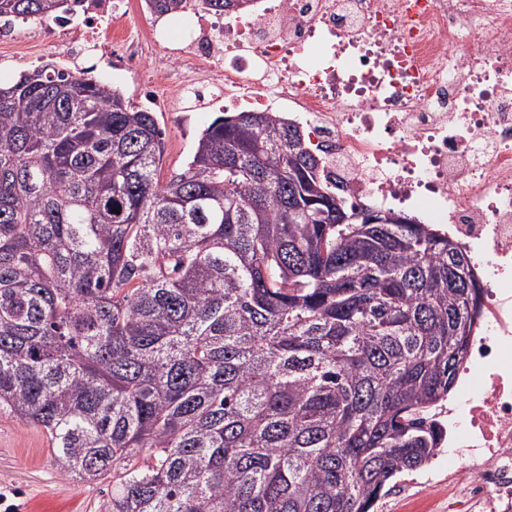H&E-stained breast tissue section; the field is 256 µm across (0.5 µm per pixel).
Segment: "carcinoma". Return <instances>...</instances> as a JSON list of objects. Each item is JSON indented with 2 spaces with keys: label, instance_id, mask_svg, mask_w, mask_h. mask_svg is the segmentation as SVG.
<instances>
[{
  "label": "carcinoma",
  "instance_id": "carcinoma-1",
  "mask_svg": "<svg viewBox=\"0 0 512 512\" xmlns=\"http://www.w3.org/2000/svg\"><path fill=\"white\" fill-rule=\"evenodd\" d=\"M164 149L155 113L92 77L0 83V413L43 428L61 473L112 479L106 512H374L442 448L470 257L337 192L277 112L217 117L162 182Z\"/></svg>",
  "mask_w": 512,
  "mask_h": 512
}]
</instances>
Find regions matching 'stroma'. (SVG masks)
Returning <instances> with one entry per match:
<instances>
[{
	"label": "stroma",
	"mask_w": 512,
	"mask_h": 512,
	"mask_svg": "<svg viewBox=\"0 0 512 512\" xmlns=\"http://www.w3.org/2000/svg\"><path fill=\"white\" fill-rule=\"evenodd\" d=\"M85 16L55 26L53 38L43 28L22 25L14 40L0 42V80L11 81L21 73L49 62L71 68L89 69L92 76L120 90L136 107L155 112L165 132V151L158 169L168 179L188 162L199 133L224 110L216 102L207 110L195 109L189 98L176 97L177 84L190 79L224 76L220 60L197 68L173 67L169 51L182 43L181 28L169 30L166 40L145 47L141 64L121 68L112 53L83 45L72 55L71 42L82 28ZM18 492L19 512H104L110 495L104 483H89L62 476L53 463L48 438L42 429L0 415V492ZM376 512H448V454L440 452L421 470L399 474L393 488L375 505Z\"/></svg>",
	"instance_id": "1"
}]
</instances>
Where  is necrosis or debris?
Segmentation results:
<instances>
[{
    "instance_id": "obj_1",
    "label": "necrosis or debris",
    "mask_w": 512,
    "mask_h": 512,
    "mask_svg": "<svg viewBox=\"0 0 512 512\" xmlns=\"http://www.w3.org/2000/svg\"><path fill=\"white\" fill-rule=\"evenodd\" d=\"M134 0H100L82 33L116 31ZM176 60L224 61L198 108L288 107L351 199L445 224L482 287L448 406V512H512V0H265L260 15L199 16Z\"/></svg>"
}]
</instances>
